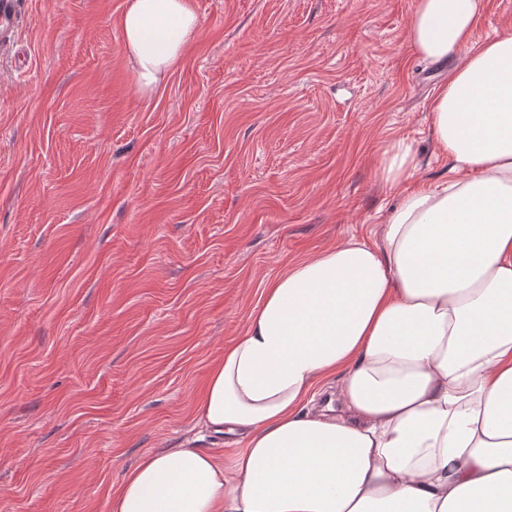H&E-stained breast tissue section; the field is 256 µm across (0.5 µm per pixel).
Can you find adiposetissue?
I'll use <instances>...</instances> for the list:
<instances>
[{
    "mask_svg": "<svg viewBox=\"0 0 512 512\" xmlns=\"http://www.w3.org/2000/svg\"><path fill=\"white\" fill-rule=\"evenodd\" d=\"M488 0H417L416 58H460L431 101L447 181L415 179L410 142L381 154L397 189L378 238H351L271 280L210 369L198 423L240 438L142 455L111 512H512V31L477 44ZM199 26L189 0H127L143 93ZM338 409L314 410L318 384Z\"/></svg>",
    "mask_w": 512,
    "mask_h": 512,
    "instance_id": "ef3b65f1",
    "label": "adipose tissue"
}]
</instances>
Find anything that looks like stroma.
Wrapping results in <instances>:
<instances>
[{
	"label": "stroma",
	"mask_w": 512,
	"mask_h": 512,
	"mask_svg": "<svg viewBox=\"0 0 512 512\" xmlns=\"http://www.w3.org/2000/svg\"><path fill=\"white\" fill-rule=\"evenodd\" d=\"M135 85L126 0H19L0 54V512H110L161 448L222 452L198 391L285 265L378 229L393 138L449 175L415 0H190Z\"/></svg>",
	"instance_id": "obj_1"
}]
</instances>
